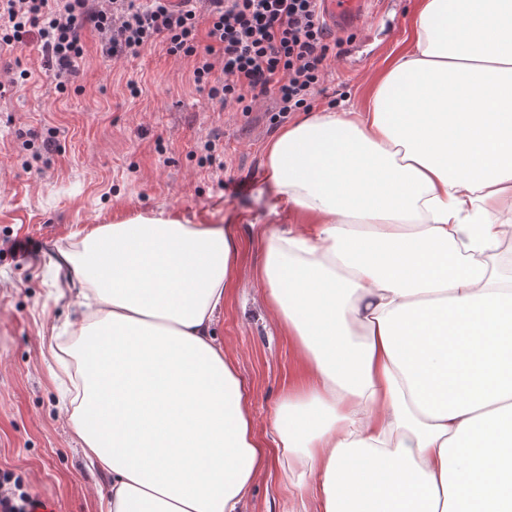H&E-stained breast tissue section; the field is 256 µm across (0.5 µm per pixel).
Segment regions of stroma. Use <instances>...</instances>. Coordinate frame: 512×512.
I'll return each mask as SVG.
<instances>
[{
	"label": "stroma",
	"mask_w": 512,
	"mask_h": 512,
	"mask_svg": "<svg viewBox=\"0 0 512 512\" xmlns=\"http://www.w3.org/2000/svg\"><path fill=\"white\" fill-rule=\"evenodd\" d=\"M422 0H392L381 38L342 43L330 59L314 111L333 99L367 103L372 84L409 47ZM85 52L65 93L56 92L38 35L0 54V483L56 512H105L110 479L88 466L61 409L48 343L55 327L80 317L74 273L55 264L75 231L164 210L190 224H291L272 214L264 193L266 148L299 115L272 113L258 97L251 111L221 109L191 80L192 62L164 45L140 56L104 58L86 30ZM29 77L10 85L18 69ZM56 133V150L41 138ZM259 241L244 237L234 285L214 332L238 367L259 436L282 394L307 372L299 349L269 313L255 273ZM294 491L279 464L258 474L242 512H292ZM304 512H315L305 498Z\"/></svg>",
	"instance_id": "obj_1"
}]
</instances>
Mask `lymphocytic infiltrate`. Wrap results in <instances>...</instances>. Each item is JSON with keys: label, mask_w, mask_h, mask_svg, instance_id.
Instances as JSON below:
<instances>
[{"label": "lymphocytic infiltrate", "mask_w": 512, "mask_h": 512, "mask_svg": "<svg viewBox=\"0 0 512 512\" xmlns=\"http://www.w3.org/2000/svg\"><path fill=\"white\" fill-rule=\"evenodd\" d=\"M88 29L112 59L165 44L168 54L193 60L198 90L241 112L268 94L274 111L309 110L336 47L318 0H0V52L38 34L60 93Z\"/></svg>", "instance_id": "f902f5d3"}]
</instances>
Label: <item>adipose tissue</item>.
Listing matches in <instances>:
<instances>
[{
	"instance_id": "obj_1",
	"label": "adipose tissue",
	"mask_w": 512,
	"mask_h": 512,
	"mask_svg": "<svg viewBox=\"0 0 512 512\" xmlns=\"http://www.w3.org/2000/svg\"><path fill=\"white\" fill-rule=\"evenodd\" d=\"M295 224H263L257 279L309 379L269 426L317 512H512V0H424L367 107L269 143ZM233 224L139 213L68 237L73 385L106 512H240L270 463L212 327Z\"/></svg>"
}]
</instances>
